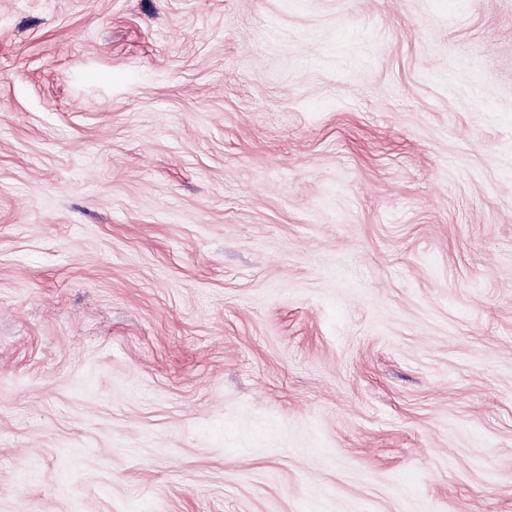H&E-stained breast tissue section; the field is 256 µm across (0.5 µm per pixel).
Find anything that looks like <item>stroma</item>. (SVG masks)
<instances>
[{"instance_id": "1", "label": "stroma", "mask_w": 512, "mask_h": 512, "mask_svg": "<svg viewBox=\"0 0 512 512\" xmlns=\"http://www.w3.org/2000/svg\"><path fill=\"white\" fill-rule=\"evenodd\" d=\"M0 512H512V0H0Z\"/></svg>"}]
</instances>
